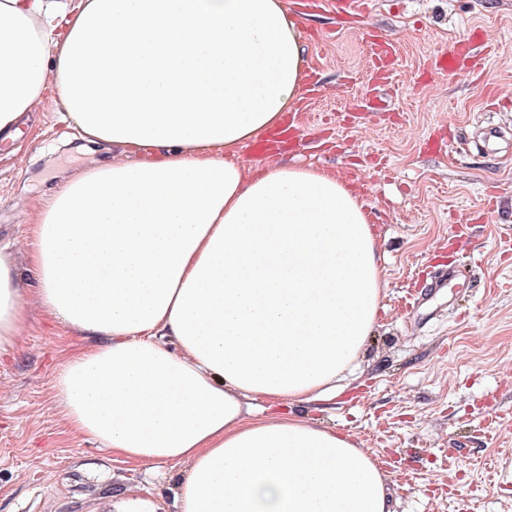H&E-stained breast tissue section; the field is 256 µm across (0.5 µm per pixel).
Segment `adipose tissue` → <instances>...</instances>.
<instances>
[{
  "instance_id": "obj_1",
  "label": "adipose tissue",
  "mask_w": 512,
  "mask_h": 512,
  "mask_svg": "<svg viewBox=\"0 0 512 512\" xmlns=\"http://www.w3.org/2000/svg\"><path fill=\"white\" fill-rule=\"evenodd\" d=\"M291 0H0V142L48 96L106 146L30 213L43 311L94 344L57 372L70 428L178 468L181 512H391L335 397L383 308L377 237L340 174L240 149L302 98ZM0 253V360L25 319Z\"/></svg>"
}]
</instances>
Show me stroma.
<instances>
[{
	"instance_id": "35a3bbf8",
	"label": "stroma",
	"mask_w": 512,
	"mask_h": 512,
	"mask_svg": "<svg viewBox=\"0 0 512 512\" xmlns=\"http://www.w3.org/2000/svg\"><path fill=\"white\" fill-rule=\"evenodd\" d=\"M315 91L297 105L285 159L338 172L367 203L384 312L355 374L330 402L293 414L350 433L385 472L394 512H512V0H292ZM478 25L485 54L453 73L435 52ZM379 29L396 51L365 50ZM504 137L485 142L486 129ZM46 100L22 157L0 145V247L16 261L26 327L0 362V512H112L127 495L180 512L174 473L150 478L73 433L53 382L81 337L35 300L30 226L39 207L104 149L77 147ZM467 225L457 245L448 228Z\"/></svg>"
}]
</instances>
